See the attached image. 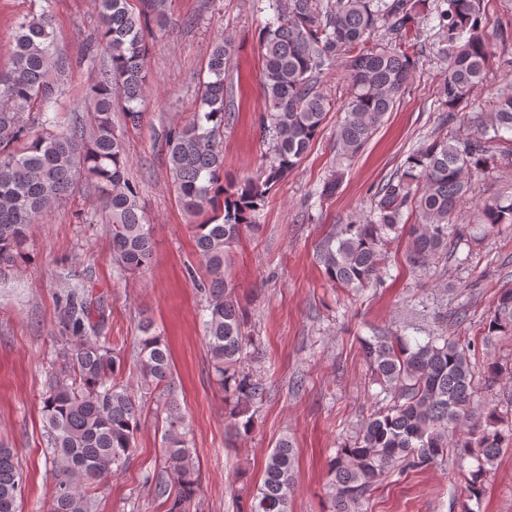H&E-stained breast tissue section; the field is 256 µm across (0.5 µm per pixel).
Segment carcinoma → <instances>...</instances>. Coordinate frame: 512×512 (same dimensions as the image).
I'll return each mask as SVG.
<instances>
[{
    "label": "carcinoma",
    "mask_w": 512,
    "mask_h": 512,
    "mask_svg": "<svg viewBox=\"0 0 512 512\" xmlns=\"http://www.w3.org/2000/svg\"><path fill=\"white\" fill-rule=\"evenodd\" d=\"M273 18L260 34L262 86L267 112L259 126L267 162L256 178L224 182V127L230 59L226 41L215 44L200 83L199 106L186 124L164 139L178 200L192 214L208 213L192 231L206 296L203 327L216 384L224 391V421L236 436L253 428L252 404L261 382L240 370L250 341L242 306L227 266L244 229L257 227L260 210L288 173L307 155L335 101L319 79L336 62L349 81L339 111L336 144L345 159L357 156L384 123L416 74L418 39L426 37L448 63L437 98L441 127L407 156L373 195L369 218L336 225L317 258L328 282L362 291L388 271V247L406 241L408 265L424 270L448 252L461 231L454 218L468 178L496 156H512V91L474 101L485 79L489 36L512 38V27L489 33L481 0H268ZM100 25L84 42L82 59L101 52L110 64L85 90L90 122L73 118L58 132L61 102L50 68L66 74L72 60L57 53L55 20L45 6L18 22L9 45L10 67L0 77V269L21 259L29 227L72 194L79 176L92 181L105 213L112 254L121 271L139 274L154 255L153 227L127 176L129 159L114 121L140 126L149 83L144 31L163 17L164 0H99ZM384 30L390 38L376 36ZM466 122L472 131L460 128ZM41 133L32 135L34 129ZM414 223H409L410 217ZM486 228L512 224V197L484 203ZM86 290L67 294L63 310L71 332L45 382L42 412L55 480L50 512H92V491L127 466L136 453L142 409L120 381L121 358L105 336L102 311ZM137 361L143 382L158 391L165 414V474L155 492L168 512H187L199 490L184 413L172 386L169 349L146 322ZM498 332H512V288L500 290L489 323L476 332H445L410 343L377 335L362 342L363 357L385 404L330 460L329 512H357L360 501L393 472L400 474L454 456L475 462L466 497L480 500L486 466L512 447V429L498 427L496 408L475 383L480 347ZM296 452L281 438L268 453L264 478L248 512H290ZM23 474L13 449L0 445V512H21Z\"/></svg>",
    "instance_id": "cac0c4a2"
}]
</instances>
